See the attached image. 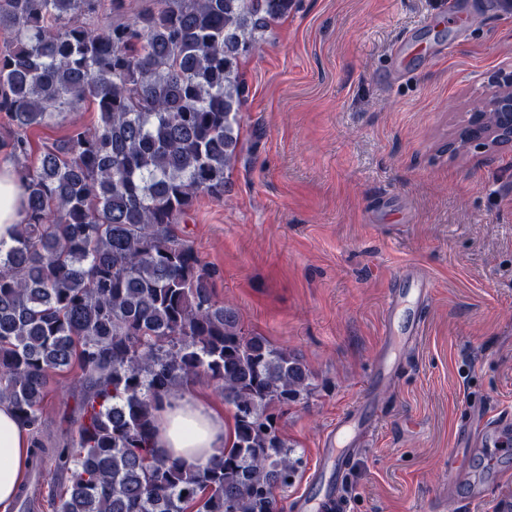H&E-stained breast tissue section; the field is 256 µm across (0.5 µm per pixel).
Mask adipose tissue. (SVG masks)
<instances>
[{
	"mask_svg": "<svg viewBox=\"0 0 512 512\" xmlns=\"http://www.w3.org/2000/svg\"><path fill=\"white\" fill-rule=\"evenodd\" d=\"M24 218V188L13 165H0V240L10 241ZM155 446L193 468L216 459L228 428L223 413L191 397L171 398L155 414ZM31 434L9 404L0 403V512L12 503L26 468Z\"/></svg>",
	"mask_w": 512,
	"mask_h": 512,
	"instance_id": "adipose-tissue-1",
	"label": "adipose tissue"
}]
</instances>
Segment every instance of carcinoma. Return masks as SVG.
Here are the masks:
<instances>
[{"instance_id": "obj_1", "label": "carcinoma", "mask_w": 512, "mask_h": 512, "mask_svg": "<svg viewBox=\"0 0 512 512\" xmlns=\"http://www.w3.org/2000/svg\"><path fill=\"white\" fill-rule=\"evenodd\" d=\"M0 0V150L25 182V217L0 241V402L34 434L27 466L64 475L59 512H278L303 457L273 410L305 402L309 368L216 303L180 223L224 197L238 157L239 64L294 0ZM99 120L40 155L25 131L65 109ZM79 367L75 451L48 448V378ZM220 382L233 429L187 469L154 446L156 404L199 373Z\"/></svg>"}]
</instances>
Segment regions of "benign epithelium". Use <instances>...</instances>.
<instances>
[{
	"instance_id": "obj_1",
	"label": "benign epithelium",
	"mask_w": 512,
	"mask_h": 512,
	"mask_svg": "<svg viewBox=\"0 0 512 512\" xmlns=\"http://www.w3.org/2000/svg\"><path fill=\"white\" fill-rule=\"evenodd\" d=\"M512 146V68L501 69L490 81V90L471 112L448 143V152L466 151L471 147L498 150Z\"/></svg>"
}]
</instances>
